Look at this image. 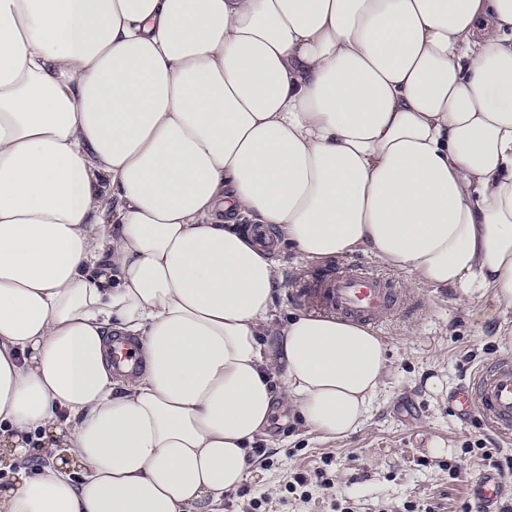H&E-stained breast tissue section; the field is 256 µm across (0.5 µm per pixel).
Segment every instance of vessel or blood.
<instances>
[{
	"label": "vessel or blood",
	"mask_w": 512,
	"mask_h": 512,
	"mask_svg": "<svg viewBox=\"0 0 512 512\" xmlns=\"http://www.w3.org/2000/svg\"><path fill=\"white\" fill-rule=\"evenodd\" d=\"M302 297L305 305L374 326L387 319L397 304L395 294L356 266L313 281ZM108 356L113 372H132L138 364L135 338L113 337ZM450 405L458 414L477 416L497 434H511L512 357L502 356L484 366L467 385L452 393ZM511 486V479L485 470L471 483L469 494L484 512H496V504Z\"/></svg>",
	"instance_id": "b4317fda"
}]
</instances>
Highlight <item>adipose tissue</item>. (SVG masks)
Returning <instances> with one entry per match:
<instances>
[{"label":"adipose tissue","instance_id":"ef3b65f1","mask_svg":"<svg viewBox=\"0 0 512 512\" xmlns=\"http://www.w3.org/2000/svg\"><path fill=\"white\" fill-rule=\"evenodd\" d=\"M284 246L512 311V0H0V447L81 470L0 512H201L279 398L360 429L379 336L261 340ZM137 342L131 336H113L109 347V360L115 373H130L138 364Z\"/></svg>","mask_w":512,"mask_h":512}]
</instances>
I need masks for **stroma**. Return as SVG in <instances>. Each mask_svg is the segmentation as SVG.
Here are the masks:
<instances>
[{"label":"stroma","instance_id":"obj_1","mask_svg":"<svg viewBox=\"0 0 512 512\" xmlns=\"http://www.w3.org/2000/svg\"><path fill=\"white\" fill-rule=\"evenodd\" d=\"M283 280L275 320L300 311L298 290L304 281L348 263L374 273L394 292L399 306L376 328L390 360L391 375L373 404L370 419L356 433L326 440L307 428L292 409H280L256 440L263 448L250 479L225 496L221 512H336L350 502L353 512H403L405 503L435 512H463L468 487L490 460L512 457V437L484 427L477 417L457 415L451 393L467 384L483 363L512 356V311L492 300L467 307L454 289L412 284L411 278L372 254L358 250L325 262L302 259L290 250L275 252ZM440 377L442 391L427 388L428 377ZM456 473H449V465ZM326 469L332 480L323 488L316 479ZM307 478V497L289 493L296 475Z\"/></svg>","mask_w":512,"mask_h":512}]
</instances>
